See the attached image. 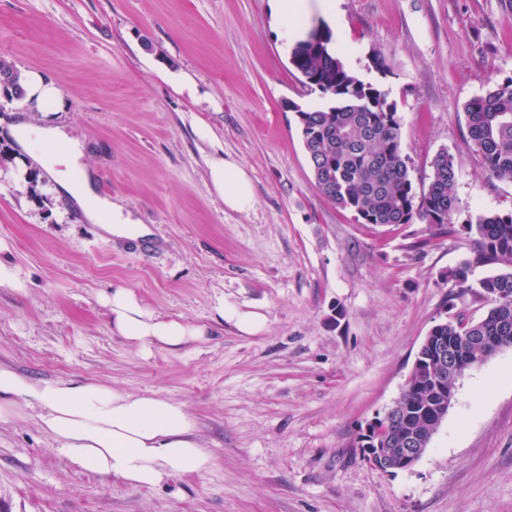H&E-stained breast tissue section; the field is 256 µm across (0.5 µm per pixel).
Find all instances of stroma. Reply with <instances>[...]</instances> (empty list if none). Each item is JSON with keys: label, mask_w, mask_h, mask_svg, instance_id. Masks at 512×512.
<instances>
[{"label": "stroma", "mask_w": 512, "mask_h": 512, "mask_svg": "<svg viewBox=\"0 0 512 512\" xmlns=\"http://www.w3.org/2000/svg\"><path fill=\"white\" fill-rule=\"evenodd\" d=\"M341 59L395 104L415 189L448 152L447 230L367 224L317 190L294 106H327L289 63L275 0H0V59L53 84L50 116L0 91V367L182 402L214 458L203 475L134 488L73 467L39 407L0 419V512H512V348L456 384L423 458L381 473L360 437L400 396L425 336L490 304L448 272L479 216L512 210V181L466 145V104L512 77V0H336ZM381 57L385 73L373 69ZM58 126L89 177L149 230L154 253L85 220L11 125ZM234 159L255 203L226 208L207 161ZM204 326L142 351L107 299ZM265 319L255 334L218 304Z\"/></svg>", "instance_id": "35a3bbf8"}]
</instances>
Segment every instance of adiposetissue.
I'll list each match as a JSON object with an SVG mask.
<instances>
[{
    "label": "adipose tissue",
    "mask_w": 512,
    "mask_h": 512,
    "mask_svg": "<svg viewBox=\"0 0 512 512\" xmlns=\"http://www.w3.org/2000/svg\"><path fill=\"white\" fill-rule=\"evenodd\" d=\"M335 17V0H280V17L289 36L300 38V21L312 10ZM216 194L228 209L253 207V185L236 163L215 156L208 161ZM59 186L85 219L113 234L128 235L131 215L97 195L90 181ZM109 304L112 325L130 345L172 349L200 339L205 330L147 310L126 288L114 289ZM40 407L42 427L60 442V453L75 467L121 478L135 488H152L174 477L209 472L214 461L201 444L197 423L182 403L145 396L95 383L57 381L36 383L0 367V418L21 408Z\"/></svg>",
    "instance_id": "ef3b65f1"
}]
</instances>
